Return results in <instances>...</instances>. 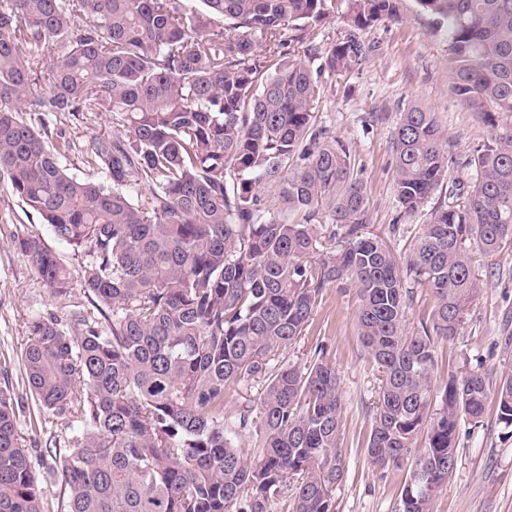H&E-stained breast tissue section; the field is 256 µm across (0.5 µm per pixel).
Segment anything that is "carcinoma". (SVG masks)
Returning a JSON list of instances; mask_svg holds the SVG:
<instances>
[{
  "mask_svg": "<svg viewBox=\"0 0 512 512\" xmlns=\"http://www.w3.org/2000/svg\"><path fill=\"white\" fill-rule=\"evenodd\" d=\"M0 0V184L80 255L86 304L30 321L23 391L40 422L71 430L52 459L67 512H334L343 474L341 400L323 345L279 361L326 286L351 280L358 332L379 372L371 466L410 461L396 512H433L456 462L461 418L512 429V374L448 375L430 409L435 344L456 335L485 255L512 246V0H415L448 22L452 89L490 137L449 155L435 114L401 113L395 195L424 209L448 170L470 171L433 208L404 262L365 227V187L343 141L316 124L321 76L361 66L362 33L399 18V0ZM345 5L348 26L313 72L288 56L302 31ZM64 53L44 62L52 51ZM110 112L113 133L73 145L57 122ZM340 248L312 259L321 231ZM52 297L74 278L40 234L0 227ZM412 280L435 298L409 332ZM0 512H56L21 439L19 399L0 370ZM265 382L256 407L224 414L227 388ZM427 444L413 450L422 429Z\"/></svg>",
  "mask_w": 512,
  "mask_h": 512,
  "instance_id": "cac0c4a2",
  "label": "carcinoma"
}]
</instances>
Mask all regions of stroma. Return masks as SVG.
<instances>
[{
  "mask_svg": "<svg viewBox=\"0 0 512 512\" xmlns=\"http://www.w3.org/2000/svg\"><path fill=\"white\" fill-rule=\"evenodd\" d=\"M399 21L384 20L363 37L375 50L359 70L329 79L319 122L344 140L366 191V231L408 253L428 211L403 213L394 192L393 131L408 102L433 111L448 135V151L464 158L488 135V128L462 105L448 71V25L419 11L414 0H400ZM76 146L67 162L70 173L88 179L80 149L112 128V116L85 112L60 124ZM480 288L451 339L436 343L437 372L433 394H440L449 374L484 372L492 380L512 372V250L481 259ZM48 288L31 262L0 243V361L19 379L18 357L30 338L35 314L57 312ZM358 300L351 281L325 288L312 325L282 358L305 364L315 345L339 378L342 404L343 476L333 494L336 512H394L404 473L370 466L366 443L372 408L378 399V372L358 333ZM30 400L19 410L20 430L33 462L52 465L54 443L70 438L64 428H43L31 418ZM457 463L434 501V512H512V433L487 416L481 425L461 421Z\"/></svg>",
  "mask_w": 512,
  "mask_h": 512,
  "instance_id": "stroma-1",
  "label": "stroma"
}]
</instances>
